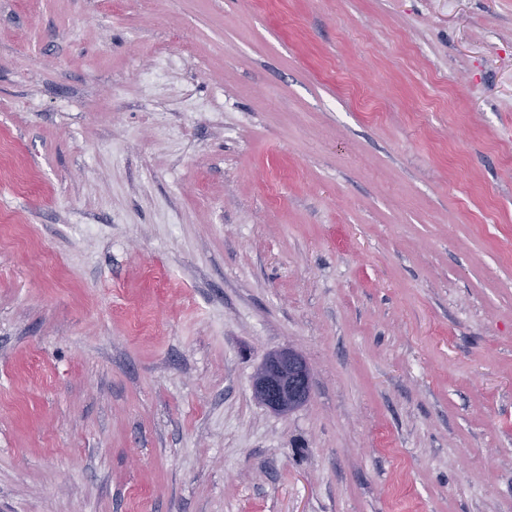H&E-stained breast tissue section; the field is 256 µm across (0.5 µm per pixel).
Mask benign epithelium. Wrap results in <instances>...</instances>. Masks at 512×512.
<instances>
[{"mask_svg": "<svg viewBox=\"0 0 512 512\" xmlns=\"http://www.w3.org/2000/svg\"><path fill=\"white\" fill-rule=\"evenodd\" d=\"M255 398L280 413L304 404L312 392V376L306 360L288 347L269 355L252 382Z\"/></svg>", "mask_w": 512, "mask_h": 512, "instance_id": "obj_1", "label": "benign epithelium"}]
</instances>
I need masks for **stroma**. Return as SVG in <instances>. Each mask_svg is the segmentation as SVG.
Masks as SVG:
<instances>
[{
    "mask_svg": "<svg viewBox=\"0 0 512 512\" xmlns=\"http://www.w3.org/2000/svg\"><path fill=\"white\" fill-rule=\"evenodd\" d=\"M0 512H512V0H0ZM255 398L275 412L286 413L304 404L312 392L306 360L288 347L269 355L252 382Z\"/></svg>",
    "mask_w": 512,
    "mask_h": 512,
    "instance_id": "obj_1",
    "label": "stroma"
}]
</instances>
